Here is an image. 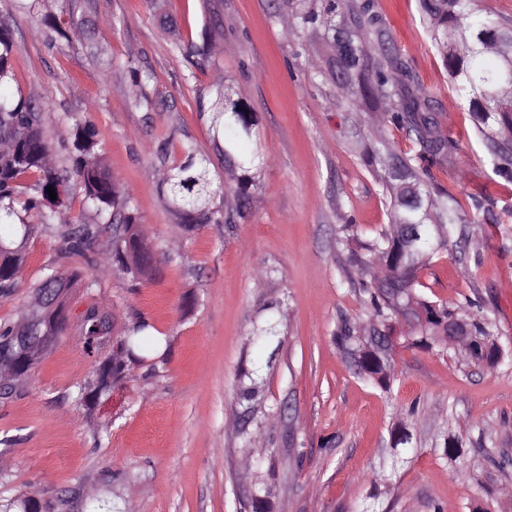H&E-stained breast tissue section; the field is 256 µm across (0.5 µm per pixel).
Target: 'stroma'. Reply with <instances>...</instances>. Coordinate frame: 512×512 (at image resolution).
<instances>
[{
    "label": "stroma",
    "mask_w": 512,
    "mask_h": 512,
    "mask_svg": "<svg viewBox=\"0 0 512 512\" xmlns=\"http://www.w3.org/2000/svg\"><path fill=\"white\" fill-rule=\"evenodd\" d=\"M94 20L92 37L49 41L42 18L0 0L18 50L23 96L47 101L44 131L70 187L63 222L39 224L0 323L24 316L48 270L78 274L65 334L9 398H0V499L33 495L46 512H512V357L496 369L436 345L408 346L395 323L394 381L381 389L356 372L340 346L342 320L367 313L343 225L360 244L390 220L383 178L408 152L404 131L354 105L336 86V54L323 28H301L298 0H72ZM392 43L435 102L450 153L435 174L463 215L446 251L419 274L434 301L471 298L512 354V136L495 156L460 104L419 0H373ZM208 45L191 67L179 52ZM260 117L268 163L239 217L233 193L216 194L220 224L185 231L159 183L186 146L224 180L208 113L198 96L216 86ZM91 122L98 152L130 192L158 263L132 279L112 263L115 225L85 199L74 176V126ZM388 154L371 159L379 142ZM489 197L470 223L472 195ZM94 224L84 256L61 250L65 225ZM95 303L120 337L136 319L161 340L129 363L111 395L76 400L95 375L73 330ZM276 319L260 347L254 327ZM246 387L253 405L240 402ZM463 454L444 453L449 437Z\"/></svg>",
    "instance_id": "stroma-1"
}]
</instances>
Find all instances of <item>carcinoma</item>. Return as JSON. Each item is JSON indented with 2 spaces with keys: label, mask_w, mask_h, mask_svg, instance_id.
Wrapping results in <instances>:
<instances>
[{
  "label": "carcinoma",
  "mask_w": 512,
  "mask_h": 512,
  "mask_svg": "<svg viewBox=\"0 0 512 512\" xmlns=\"http://www.w3.org/2000/svg\"><path fill=\"white\" fill-rule=\"evenodd\" d=\"M474 0H421V11L428 19L432 38L442 53L455 89L468 101L481 123H492L512 133V109L502 106L512 88L505 76L506 62L500 49L512 45V21L496 22L476 15ZM348 12L353 26L336 23V17ZM299 24L321 23L331 33L333 43L349 46V59L336 73V81L358 86L360 98L371 107L383 109L382 120L405 131L414 144L412 153L397 158L385 176L384 186L391 199L392 221L367 247V254L355 258L356 275L361 281L370 307L369 328L383 331L389 322L399 318L394 295L401 284L415 285L418 271L430 258L448 246L452 227L463 221L456 199L436 183L433 168L448 158V137L435 119L434 100L420 86L416 75L399 50L391 45L388 32L373 12V0H321L319 11L297 14ZM44 24L64 38L87 34L86 21L77 20L74 12L49 14ZM17 51L12 29L0 21V289L8 295L19 279L24 263L23 243L28 239L30 224L25 214L36 211L40 223L52 224L67 209L69 192L58 176L51 148L42 129L43 113L49 111L45 101L15 96L9 90L12 80L11 58ZM214 133L224 137V158L235 160V170L228 179L235 181L238 215L248 214V190L255 185L266 163L258 148V117L246 104L216 89L210 106ZM97 130L89 122L78 124L74 138L77 155L74 172L83 186L85 197L102 213L122 217L130 236L114 237L112 263L124 267V254L136 247L137 217L131 209L130 193L119 188L112 173L96 152ZM166 191L174 206L181 211L183 223L220 224L222 211L209 206V198L222 191L213 186L208 161L187 151L185 160L175 172L165 177ZM56 193L49 198L46 188ZM399 224H415L418 231L420 258L408 263L400 252L396 228ZM97 228L82 224L61 235L63 250L81 255ZM414 302L426 316V326L410 331L409 345L428 348L441 340L440 333L462 320L461 313L473 305L437 303L414 294ZM470 335L483 341V347L471 354V361L489 368L504 360L503 350L494 339L495 325L486 319L467 323ZM149 324L136 320L124 337V360L109 369H96L94 383L103 393L112 391L124 377L126 361H140L155 349L146 331ZM82 353L95 357L98 346L91 337L112 331L111 314L93 303L75 327ZM364 379L384 388L389 386L386 359L371 351L363 353L356 364Z\"/></svg>",
  "instance_id": "carcinoma-1"
}]
</instances>
